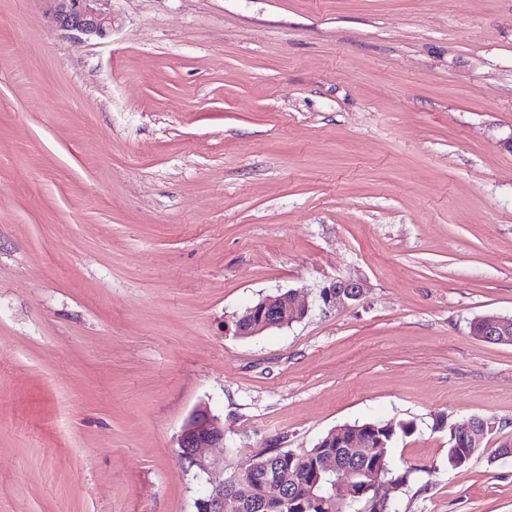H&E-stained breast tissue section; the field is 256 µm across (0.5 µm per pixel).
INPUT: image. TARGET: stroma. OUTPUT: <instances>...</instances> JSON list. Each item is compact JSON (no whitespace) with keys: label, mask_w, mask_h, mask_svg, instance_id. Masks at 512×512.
Returning a JSON list of instances; mask_svg holds the SVG:
<instances>
[{"label":"stroma","mask_w":512,"mask_h":512,"mask_svg":"<svg viewBox=\"0 0 512 512\" xmlns=\"http://www.w3.org/2000/svg\"><path fill=\"white\" fill-rule=\"evenodd\" d=\"M51 8L0 0V512H196L204 405L225 475L410 421L396 512H512V345L470 332L512 316V0H112L81 44ZM360 284L353 279L336 280L320 292V298L326 305L357 300L362 294ZM307 313L305 300H300L294 290H288L245 307L234 316L232 327L228 325L227 331L240 338L258 336L270 328L298 321ZM178 455L183 462L188 463L187 471L194 469L196 477L216 472L222 464L224 472V456L210 457L206 454L208 448H223L224 425L207 408H198L185 421L177 437ZM495 424L490 419L472 417L462 424L452 426L454 431H457L454 432L451 428L449 429L448 465L454 468L465 466L469 462L470 457L479 450V448L475 447H479L487 436L495 431ZM458 429L461 430L463 443L467 448L461 446L462 443L458 435Z\"/></svg>","instance_id":"stroma-1"}]
</instances>
